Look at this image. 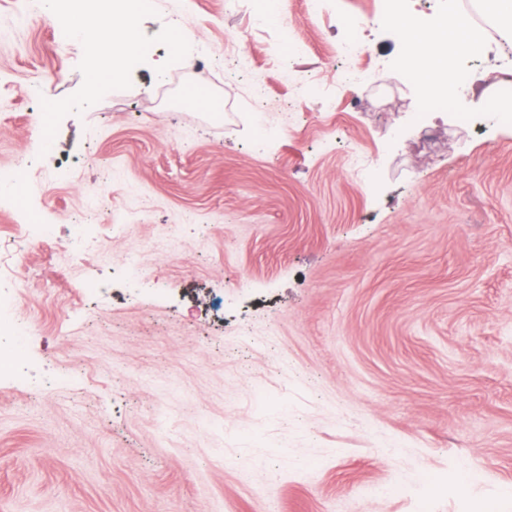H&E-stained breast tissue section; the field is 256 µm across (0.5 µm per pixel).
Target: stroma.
Listing matches in <instances>:
<instances>
[{
    "instance_id": "1",
    "label": "stroma",
    "mask_w": 512,
    "mask_h": 512,
    "mask_svg": "<svg viewBox=\"0 0 512 512\" xmlns=\"http://www.w3.org/2000/svg\"><path fill=\"white\" fill-rule=\"evenodd\" d=\"M268 7L153 0L92 96L89 43L0 0V512H512V125L417 117L380 0Z\"/></svg>"
}]
</instances>
